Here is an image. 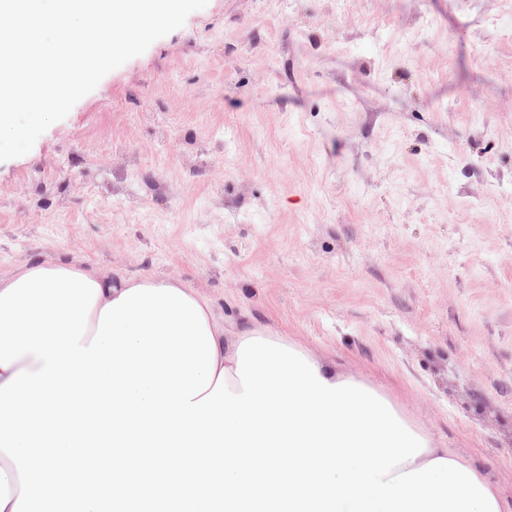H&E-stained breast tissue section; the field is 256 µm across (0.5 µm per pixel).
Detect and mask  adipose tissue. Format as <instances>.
<instances>
[{
  "label": "adipose tissue",
  "instance_id": "ef3b65f1",
  "mask_svg": "<svg viewBox=\"0 0 512 512\" xmlns=\"http://www.w3.org/2000/svg\"><path fill=\"white\" fill-rule=\"evenodd\" d=\"M80 272L86 275L88 279L98 283L100 287L96 300V308L92 310L89 315L87 331L85 336L81 339L82 345L85 346L89 345L97 331L101 308H104L107 303L118 299L124 291L138 285L160 287L169 284L175 288L180 285L179 280L175 279L169 281L151 272L130 276L115 270H102L86 266L81 267ZM186 294L201 307L207 326L212 333L216 345V369L223 371L230 392L235 394L241 393V382L235 373L237 368V349L240 343L245 339L260 336V329L248 325L225 326L223 323L217 321L206 297L191 288L187 289Z\"/></svg>",
  "mask_w": 512,
  "mask_h": 512
}]
</instances>
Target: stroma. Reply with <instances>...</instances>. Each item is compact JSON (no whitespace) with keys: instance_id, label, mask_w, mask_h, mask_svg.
<instances>
[{"instance_id":"stroma-1","label":"stroma","mask_w":512,"mask_h":512,"mask_svg":"<svg viewBox=\"0 0 512 512\" xmlns=\"http://www.w3.org/2000/svg\"><path fill=\"white\" fill-rule=\"evenodd\" d=\"M175 278L512 503V0H208L0 162V277Z\"/></svg>"}]
</instances>
